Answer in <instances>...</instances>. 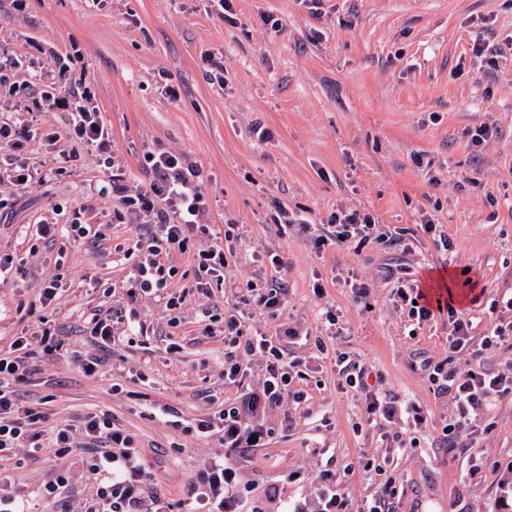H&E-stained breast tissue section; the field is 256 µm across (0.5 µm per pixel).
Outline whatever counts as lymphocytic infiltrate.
Instances as JSON below:
<instances>
[{
  "mask_svg": "<svg viewBox=\"0 0 512 512\" xmlns=\"http://www.w3.org/2000/svg\"><path fill=\"white\" fill-rule=\"evenodd\" d=\"M34 77L42 88L41 101L51 109L65 111L68 124L65 134L41 131L36 115L32 112H14L0 119V155L8 156L6 167H0V183H8L14 191H25L32 183L44 180L45 175L23 162H12L11 157L24 143L41 139L49 146H58L60 140L77 141L88 149L106 152L110 148L112 133L103 123L98 112L91 108L89 92L65 94L61 82L64 68L35 66ZM153 173L147 185L129 189L121 172L112 174V200L118 218L129 219L139 227L131 245L124 251L123 259L131 268L126 287L129 300L150 296L162 306L169 327L180 324L181 300L169 290L170 280L176 272L172 263L175 255H190L196 288L205 290L212 286H228L236 298H252L255 307L269 315L281 312L287 296L286 286L270 281L258 288L253 283H227L224 269L228 265L224 245L214 242L209 248L192 251L195 236L209 234L203 222L207 201L199 189L201 171L182 155L170 152H152L148 155ZM69 236L91 242L104 240L103 230L93 229L82 220L81 211H74L70 223L56 224L43 221L33 225L29 235L31 251L54 245L58 238ZM395 302L409 306L418 323L435 317L448 318V349L463 352L472 339L471 320L452 303L432 305L424 302L420 289L396 288ZM85 328L96 339L98 353L80 356L78 365L85 375L94 376L106 366V352L111 351L115 340L114 326L126 324L129 331L144 332L145 327L136 308L92 309L85 317ZM204 335L224 339V378L241 383L251 357L261 356L266 361L263 388L247 392L239 406L218 409L202 414L190 423L174 420V427L184 433L200 437L224 434L234 443L262 440V426L242 428L241 411L257 412L262 405L278 402L283 395L302 400L303 391L297 390L296 381L302 378V362L289 356L285 347L273 337L262 333H249L243 329V316L236 307L225 309L223 314L209 315L203 328ZM38 342V349H31V342ZM58 344L49 327H38L33 333L21 334L8 347L0 348V512H35L28 502L11 493V479L7 464L21 448H49L56 455L85 454L90 469L102 481L94 496L89 498L81 512H171L169 504L153 500L151 508H144L142 498L143 464L136 445V438L117 425L111 413L87 412L75 419L56 423L46 405L20 406L16 388L28 382L35 374L37 354L50 355ZM336 373L352 388L362 402L368 423H391L407 413L408 407L396 397L381 393L370 384L364 370L357 368L346 354H337ZM440 394L446 395L453 411L444 427L448 434H455L471 425L474 418L487 409L496 396L512 391V372L486 369L460 373L444 364H435L430 375ZM374 468L381 477L379 490L361 507H353L332 476H325L316 490L315 512H399L401 496L396 480L388 473L387 465L376 463L373 458L358 457L355 464L346 465V472L354 469ZM237 471L233 465L215 460L200 471L190 484L192 506L189 512H234Z\"/></svg>",
  "mask_w": 512,
  "mask_h": 512,
  "instance_id": "lymphocytic-infiltrate-1",
  "label": "lymphocytic infiltrate"
}]
</instances>
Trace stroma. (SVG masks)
Returning <instances> with one entry per match:
<instances>
[{
  "label": "stroma",
  "mask_w": 512,
  "mask_h": 512,
  "mask_svg": "<svg viewBox=\"0 0 512 512\" xmlns=\"http://www.w3.org/2000/svg\"><path fill=\"white\" fill-rule=\"evenodd\" d=\"M225 20L215 0H0V50L39 62L67 58V92L91 90L112 132L110 162L84 145L63 151L27 143L20 158L47 174L45 182L13 192L0 184V251L20 258L13 283L0 287V346L50 312L59 350L38 358L36 375L20 388L22 401L50 398L54 419L85 411L111 413L137 439L148 472L146 498L166 497L185 512L188 486L208 462L234 464L242 512H284L312 498L323 474L361 504L379 488L371 471L344 475L358 455L394 458L405 495L401 512H512V392L488 414L450 438L452 405L429 379L430 364L499 371L512 351L481 346L491 323L512 322V52L473 57L476 40H512V0H233ZM221 62L223 73L213 64ZM175 88L177 97L167 94ZM493 135L473 145L476 128ZM270 131L269 139L256 134ZM185 155L200 167L211 237L224 241L231 281L264 287L277 278L287 305L270 316L239 303L249 330L303 333L291 348L306 366L302 403L283 398L260 417L264 439L255 446L219 436L196 437L174 428L163 411L186 421L208 408L258 391L265 363L252 357L243 385L224 380V342L203 335L206 308L227 307L229 292L193 288L187 257L174 260L171 280L182 295L181 325L172 329L153 298L136 308L144 336L117 343L103 371L84 375L78 355L93 350L83 311L109 308L116 297L92 292L91 279L122 285L130 268L119 248L133 225L115 219L104 191L113 168L129 188L146 184L147 151ZM82 209L89 224L108 225L93 245L64 241L65 278L49 310L37 300L54 274L55 258L29 253L24 225L68 223ZM303 211L311 230L276 224L279 209ZM369 214L382 240L335 242L338 209ZM433 229H426L425 221ZM326 238L316 245V235ZM451 248H444V241ZM277 255L279 267L266 263ZM444 276L435 296H452L473 323L461 354L448 352V318L421 324L397 305L398 286L427 288ZM366 285L356 295L344 282ZM472 285H465V277ZM337 315L329 326L327 314ZM178 343L170 351L169 343ZM381 381L384 393L419 408L424 425L402 418L366 424L362 404L334 371L337 353ZM469 455H461L459 446ZM476 474H469V467ZM17 493L41 503L46 483L64 477L61 496L79 512L101 482L80 456L19 449L9 465Z\"/></svg>",
  "instance_id": "stroma-1"
}]
</instances>
